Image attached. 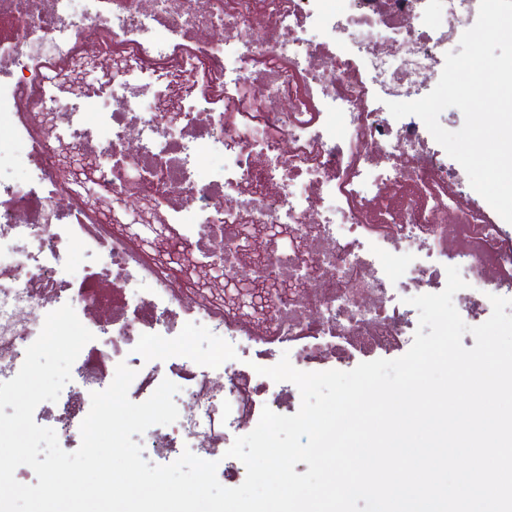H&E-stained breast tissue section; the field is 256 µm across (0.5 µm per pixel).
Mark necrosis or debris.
I'll return each instance as SVG.
<instances>
[{
  "instance_id": "obj_1",
  "label": "necrosis or debris",
  "mask_w": 512,
  "mask_h": 512,
  "mask_svg": "<svg viewBox=\"0 0 512 512\" xmlns=\"http://www.w3.org/2000/svg\"><path fill=\"white\" fill-rule=\"evenodd\" d=\"M324 2L0 0V124L27 169L0 177V382L46 314L82 312L95 339L66 394L38 411L62 449L80 442L89 398L118 364L145 401L161 379L143 348L204 331L210 358L172 354L184 400L145 449L166 462L190 443L235 480L244 465L226 457V430L254 428L259 399L282 415L301 404L293 383L271 385L240 354L271 359V341L295 368L321 371L404 351L408 297L440 292L450 265L468 284L454 304L469 323H483L491 296H512V231L487 220L415 117L387 108L430 92L480 0ZM216 27L217 47L206 40ZM90 55L110 88L72 80L40 94L48 63ZM202 152L220 159L204 179L191 174ZM123 196L171 226L168 243L140 247ZM244 224L288 229L251 275L315 281L248 319L223 289L198 288L188 264L202 251L238 274L251 258ZM77 252L100 261L76 284Z\"/></svg>"
}]
</instances>
